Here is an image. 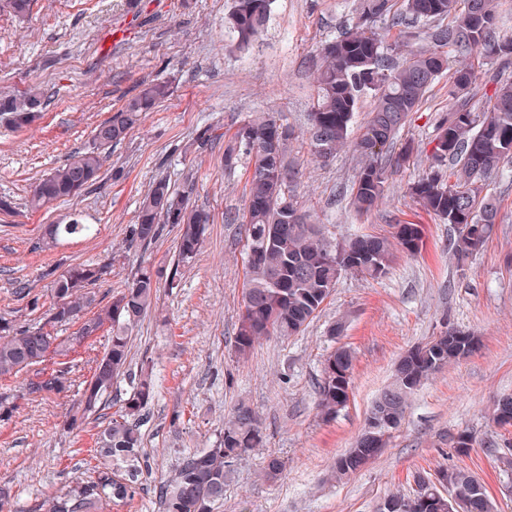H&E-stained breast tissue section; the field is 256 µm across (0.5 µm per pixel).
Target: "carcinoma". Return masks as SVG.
I'll list each match as a JSON object with an SVG mask.
<instances>
[{
    "label": "carcinoma",
    "mask_w": 512,
    "mask_h": 512,
    "mask_svg": "<svg viewBox=\"0 0 512 512\" xmlns=\"http://www.w3.org/2000/svg\"><path fill=\"white\" fill-rule=\"evenodd\" d=\"M273 0H233L224 28L239 50H247L267 30ZM451 18L450 23L443 20ZM499 0H357L349 27L315 50L312 70L318 94L309 116L307 144L312 157L328 161L350 149L359 169L350 197L352 210L371 212L388 189V177L418 153L413 140L398 142L401 130L419 110L430 87L448 75V113L437 123L429 171L408 184L405 194L424 212L452 223L458 234L448 250L458 260L476 255L497 224L499 201L488 192L490 180L512 161V81L492 79V93L482 108L472 103L475 65L512 56V38L497 35ZM407 47L395 62L391 53ZM170 94L167 82H151L113 110L95 127L91 144L55 167L33 186L28 208L71 200L101 182L107 153L123 141L146 113ZM373 99L362 132L352 137L360 100ZM49 100L45 89L32 85L22 92L0 89V116L17 129L31 125ZM294 132L272 112L243 119L231 134L208 129L198 137L206 145L224 140L221 161L232 171L245 162L249 169L245 210L233 217L248 242L245 282L234 353L247 359L256 344L272 336L299 335L331 296L340 276L350 272L371 279L384 276L401 251L415 255L423 247L421 225H392L391 235H356L336 241L326 235L316 214L301 211L290 194L296 172L288 165ZM450 167L443 168V163ZM209 210L189 205L169 179H155L142 195L131 242L150 246L164 225L177 228V265L195 260L204 242ZM95 225L75 215L67 224H44L38 248L43 251L93 235ZM112 272V262L71 265L54 276L53 302L40 320L19 326L0 316V378L35 369L26 393L49 395L66 388L69 364L86 340L111 333L95 361L67 427L75 429L105 409L118 378L131 370V338L144 315L157 303L160 271L143 261L126 288L101 305L92 285ZM75 325L61 337L51 328ZM480 337L452 327L446 337L413 346L399 359L392 384L373 403L362 433L352 448L336 458L333 472L341 481L375 457L366 434L386 416L403 420L410 395L432 375L476 349ZM354 356L341 346L324 360L317 408L323 419L336 416L348 402ZM155 395L151 372L140 371L121 414L98 433L100 457L94 476L77 481L48 497L39 512H103L109 503L131 499L143 475L142 435L137 420ZM19 393L0 392V422L11 419ZM494 422L512 424V394L495 401ZM256 413L237 405L224 422L216 444L185 456L174 479L159 486L162 512H213L224 500V486L243 455L264 446ZM280 458L265 457L260 475L273 480L281 473ZM413 496L393 492L386 499L410 503V512H448V497L466 504L467 512H496L485 485L453 466L439 470L436 480L417 475Z\"/></svg>",
    "instance_id": "cac0c4a2"
}]
</instances>
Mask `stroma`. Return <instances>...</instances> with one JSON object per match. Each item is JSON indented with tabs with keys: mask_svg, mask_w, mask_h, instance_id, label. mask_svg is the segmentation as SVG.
<instances>
[{
	"mask_svg": "<svg viewBox=\"0 0 512 512\" xmlns=\"http://www.w3.org/2000/svg\"><path fill=\"white\" fill-rule=\"evenodd\" d=\"M230 6L231 0H140L135 8L129 0H34L22 18L0 7V82L19 90L39 85L50 94L30 127L16 130L0 119V198L12 204L10 213L0 212V316L21 324L38 320L18 288L27 287L41 310L48 309L52 276L70 264L111 261V276L96 287L106 303L141 260L176 277V287L162 288L132 334V370L152 367L159 387L140 427L149 472L134 498L112 512H161V480L186 453L211 447L242 402L258 413L266 445L238 460L214 512H375L390 491L414 494L416 474L431 477L449 465L484 482L497 512H512V476L495 461L512 443V426L492 421L495 400L512 394V176L492 184L500 213L490 239L457 263L448 251L456 226L404 195L431 162L436 123L448 108L443 78L400 133L419 144L420 154L390 177L371 214H354L350 153L319 164L304 136L316 95L313 52L338 35L354 0H275L267 32L243 52L224 36ZM156 79L171 81L173 93L113 145L102 188L28 210L31 183L86 148L96 125ZM260 112L277 113L295 129L290 160L299 171L297 200L317 212L331 236L387 235L393 224L413 222L423 227L424 245L418 254H399L379 279L342 274L303 334L261 341L242 362L234 355V333L246 238L228 217L245 205L248 173L242 165L225 171L220 151H198L194 142L204 128L231 131ZM162 173L176 193L214 217L189 266L173 263V228L148 250L128 245L141 197ZM76 213L97 226L96 235L39 249L41 225L67 223ZM339 319L345 330L334 343L326 331ZM450 327L477 333L480 346L418 388L381 453L336 480V458L353 446L399 358ZM339 343L354 354L349 400L326 422L316 409L318 384ZM106 344L103 335L89 340L66 390L21 400L12 420L0 422V482L11 486L18 512H35L69 482L92 476L100 423L90 419L74 431L64 424ZM462 434L471 445L459 453L454 446ZM268 453L285 463L273 482L258 474Z\"/></svg>",
	"mask_w": 512,
	"mask_h": 512,
	"instance_id": "1",
	"label": "stroma"
}]
</instances>
